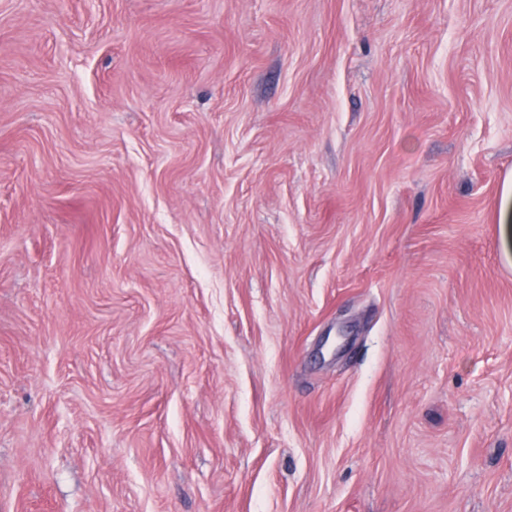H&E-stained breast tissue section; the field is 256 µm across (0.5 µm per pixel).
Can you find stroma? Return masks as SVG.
Instances as JSON below:
<instances>
[{"label": "stroma", "mask_w": 512, "mask_h": 512, "mask_svg": "<svg viewBox=\"0 0 512 512\" xmlns=\"http://www.w3.org/2000/svg\"><path fill=\"white\" fill-rule=\"evenodd\" d=\"M512 0H0V512H512Z\"/></svg>", "instance_id": "1"}]
</instances>
